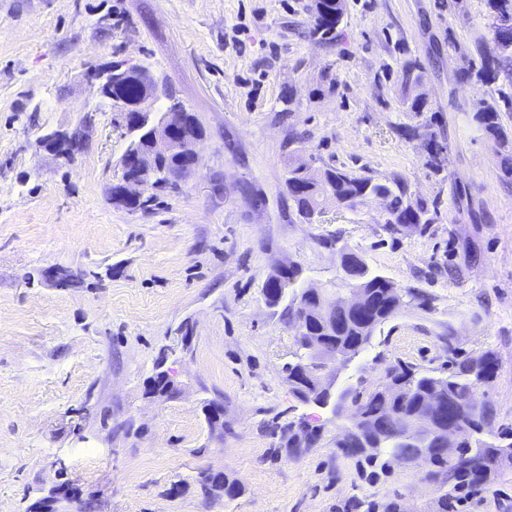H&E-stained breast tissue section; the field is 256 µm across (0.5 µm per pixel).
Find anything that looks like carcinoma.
Wrapping results in <instances>:
<instances>
[{"mask_svg":"<svg viewBox=\"0 0 512 512\" xmlns=\"http://www.w3.org/2000/svg\"><path fill=\"white\" fill-rule=\"evenodd\" d=\"M314 11V34L330 38L342 22L346 0H314ZM462 73L483 84L496 80L501 74L511 78L512 53L487 62L475 73L470 67ZM420 82V65L415 61L405 62L400 86L412 112L423 111L427 104L418 91ZM473 119L494 140L506 142L507 135L498 123L494 107L480 105ZM126 129L131 136L129 152L154 151L153 143L140 131L138 116L128 114ZM285 183L297 213L309 222L330 203L337 201L353 208L373 195L389 199L386 226L394 235L400 233L405 224L417 226L430 221L427 207L405 199L403 187L394 189L371 177L336 168L314 169L308 162L295 159L288 163ZM326 243L336 246L338 257L347 263L349 282L346 287L364 294L369 313L362 317L355 309L344 307L339 295L336 303H330L322 288L311 296L303 294L297 288L302 269L295 265L280 273L279 298L273 302L275 311L291 323L301 309H307L305 332L294 336L293 360L283 369L289 390L306 405L332 407L337 417L346 412L354 414L351 426L336 439V447L346 449L350 456H365L369 465L382 471L403 462L410 449L417 447L418 436L412 432L411 425L428 401L434 396L445 400L453 409L448 419L463 424L466 431L451 452L436 439L422 443V447L430 449L427 480L439 491V512H456L461 499L498 477L504 467L512 465V427L502 426L493 438H486L494 420L488 389L496 375V358L489 351L463 357L450 345L446 374L423 372L399 362L387 368L386 375L373 387L349 384L337 393L319 388L328 364L334 365L332 380L335 381L342 369L368 350L376 330L403 306L401 291L372 269L364 255L342 243L341 236L336 235ZM266 428L274 436L288 433L286 450L290 455L313 447L324 433L323 425L305 416L284 424L276 418L266 423ZM63 501L74 502L81 509L93 508L90 500L81 499L79 490L62 484L30 505L29 512L36 508L41 512H57L56 505Z\"/></svg>","mask_w":512,"mask_h":512,"instance_id":"1","label":"carcinoma"}]
</instances>
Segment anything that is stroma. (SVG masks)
<instances>
[{
    "label": "stroma",
    "instance_id": "obj_1",
    "mask_svg": "<svg viewBox=\"0 0 512 512\" xmlns=\"http://www.w3.org/2000/svg\"><path fill=\"white\" fill-rule=\"evenodd\" d=\"M310 3L0 0V512H27L64 482L94 512H345L354 498L435 512L418 466L377 476L337 448L344 422L331 410L319 413L320 444L297 456L265 428L307 407L282 373L295 330L261 286L295 262L335 293L324 241L338 232L401 292L427 299L381 326L338 386L375 383L397 362L442 369L452 346L488 350L495 423L512 426V108L500 98L512 82L460 76L495 54L485 2L346 0L329 40L313 37ZM411 60L421 112L401 97ZM115 61L147 66L204 130L194 174L145 209L110 192L129 137L89 74ZM484 102L498 106L506 145L474 122ZM78 127L86 146L71 160L41 140ZM293 155L399 181L431 221L390 236L384 202L370 199L306 223L285 184ZM50 267L84 273V286L40 279ZM186 330L180 393L154 400L159 353ZM214 398L232 428L221 438L203 414ZM205 467L242 495H199ZM457 512H512V468Z\"/></svg>",
    "mask_w": 512,
    "mask_h": 512
}]
</instances>
